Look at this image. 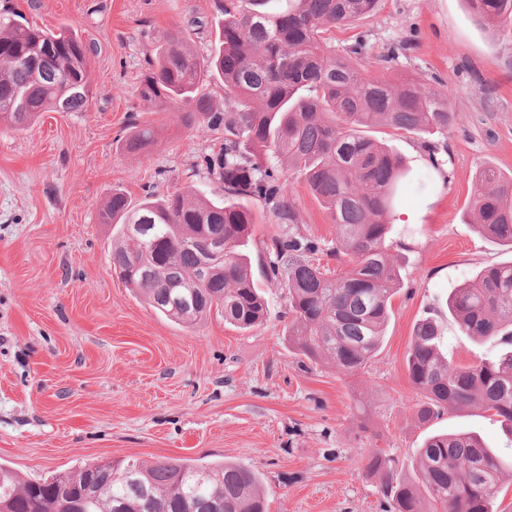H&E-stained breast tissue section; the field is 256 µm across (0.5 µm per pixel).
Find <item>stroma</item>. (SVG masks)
Wrapping results in <instances>:
<instances>
[{"label": "stroma", "instance_id": "1", "mask_svg": "<svg viewBox=\"0 0 512 512\" xmlns=\"http://www.w3.org/2000/svg\"><path fill=\"white\" fill-rule=\"evenodd\" d=\"M211 2L0 0V13L71 29L94 48L85 111L44 112L20 130L0 123V464L45 479L105 460L233 461L260 475L270 512H383L380 484L364 470L373 449L401 476L415 474L417 450L435 433L472 432L511 458L512 436L480 408L421 421L406 356L427 316L441 325L450 362L497 352L461 334L446 300L481 269L512 260V248L475 232L469 206L481 168L512 172V31L477 24L463 0H380L373 16L333 33L339 52L363 36L366 65L392 81L439 78L456 91L443 168L429 164L423 136L369 132L410 167L397 208L418 221L392 228L401 285L383 346L345 377L293 352L288 292L267 277L275 218L262 202L251 204L261 222L246 247L270 309L260 327L235 329L216 311L192 328L171 322L112 268L116 227L100 219L112 193L135 202L173 187L222 196L202 166L215 135L138 96L164 32L198 20L191 49L215 51ZM398 45L404 53L387 62ZM135 119L159 129L140 154L121 147ZM290 195L300 233L334 243L330 215L304 182L291 179Z\"/></svg>", "mask_w": 512, "mask_h": 512}]
</instances>
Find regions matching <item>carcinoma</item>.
<instances>
[{"instance_id":"cac0c4a2","label":"carcinoma","mask_w":512,"mask_h":512,"mask_svg":"<svg viewBox=\"0 0 512 512\" xmlns=\"http://www.w3.org/2000/svg\"><path fill=\"white\" fill-rule=\"evenodd\" d=\"M213 0L221 19L218 46L205 58L189 48L188 29L165 34L146 61L139 97L174 110L187 127L223 135L206 155L208 176L224 190L213 201L174 189L134 203L114 193L104 217L119 225L112 267L126 287L168 319L194 325L217 310L242 330L261 325L267 302L240 247L259 200L277 220L267 246L271 279L288 290V339L309 362L326 360L358 374L380 350L399 289L391 253L392 214L408 169L390 147L360 133L383 125L404 134L445 136L456 118L451 89L418 78L393 83L361 64L357 40L336 54L333 30L375 10L378 0ZM483 25L512 26V0H465ZM90 49L76 32L56 33L14 18L0 19V122L24 127L42 112H79L89 96ZM223 83L224 108L201 92L205 79ZM124 148L141 152L158 130L136 120ZM303 180L336 224V244L298 232L287 198L289 177ZM474 230L512 246V174L493 167L476 178L470 203ZM149 224V236L128 234ZM199 224L224 238V262L202 285L199 249L182 239ZM325 255L352 268L333 276ZM146 273L131 276L135 264ZM465 336L503 345L492 360L453 365L442 354L433 318L420 320L407 352V371L424 396L418 415L429 421L450 408L479 407L512 435V263L482 269L448 298ZM419 478L395 477L391 459L372 451L365 465L380 482L388 512H496L501 478L512 470L473 433L434 434L418 449ZM67 486L61 494L60 484ZM267 512L259 475L236 463L189 458L86 464L43 480H25L0 466V512Z\"/></svg>"}]
</instances>
